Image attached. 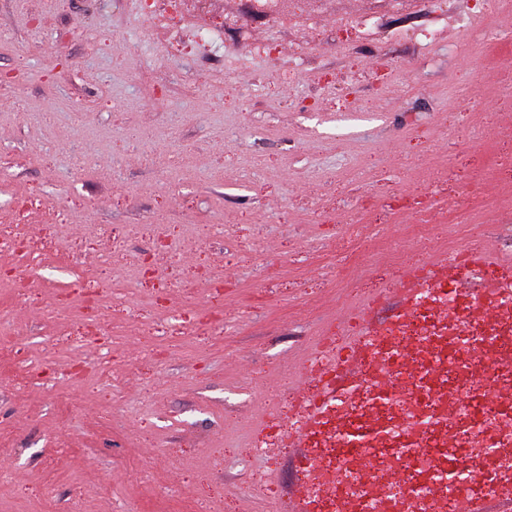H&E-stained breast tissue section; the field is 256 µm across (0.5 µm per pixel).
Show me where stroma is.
<instances>
[{"instance_id": "stroma-1", "label": "stroma", "mask_w": 512, "mask_h": 512, "mask_svg": "<svg viewBox=\"0 0 512 512\" xmlns=\"http://www.w3.org/2000/svg\"><path fill=\"white\" fill-rule=\"evenodd\" d=\"M511 26L512 0H0V230L40 249L0 250V512H263L273 475L290 503L321 330L477 236L512 254V40L462 46ZM97 312H98V305L96 301L90 302L86 307L85 312V319H84V329H85V336H83V339L85 341L98 343L102 339H106L108 344L112 343V337L104 338V334L102 333L98 321H97Z\"/></svg>"}]
</instances>
